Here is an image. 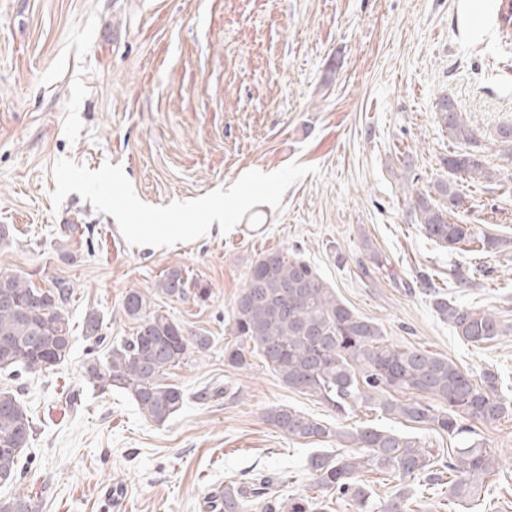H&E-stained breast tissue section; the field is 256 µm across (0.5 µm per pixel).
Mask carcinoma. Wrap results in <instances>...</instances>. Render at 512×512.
Masks as SVG:
<instances>
[{
  "mask_svg": "<svg viewBox=\"0 0 512 512\" xmlns=\"http://www.w3.org/2000/svg\"><path fill=\"white\" fill-rule=\"evenodd\" d=\"M437 112L456 149L442 159L450 178L414 190L411 211L427 237L448 246L461 241L479 244L477 252L498 254L512 242L478 235L472 224H456L448 216L464 208L468 195L461 181L491 184L500 170L488 165L479 144V129L443 96ZM503 155L512 159V125L495 130ZM433 298L436 314L456 335L474 346L512 333V325L487 310L458 305L421 279ZM74 289L64 277L41 287L25 275L0 271V372L18 375L47 373L67 360L73 347L68 307ZM171 301L204 303L211 288L179 266L163 271L155 287L131 290L121 304L135 332L112 343L106 357L96 355L104 343V316L86 312L82 332L91 343L83 377L100 390L130 396L142 416L163 424L184 403L183 390L167 382V371L203 354L207 336H188L184 327L153 307L151 295ZM230 331L237 342L224 347L233 368L248 366L247 355H258L288 388L319 400L340 421L365 407L393 419L426 423L450 436L471 432L469 421L494 424L512 413V399L503 394L498 373L491 369L474 377L445 356L417 348L399 349L384 342L382 327L355 313L297 251H267L249 266L231 314ZM266 421L293 439L329 438L346 447L318 452L308 459L317 493L282 498L277 477L269 472L246 473L224 484V502L207 501L210 512H326L338 498L353 512H408V496L399 492L384 501L359 480L364 470L392 480L418 476L435 485L448 472V496L478 500L485 479L496 473V458L482 442L464 441L448 455L435 456L416 441L391 429L331 426L287 405L265 410ZM33 416L18 391L0 388V476L16 488L5 503L11 512H37L24 491L20 459L33 440Z\"/></svg>",
  "mask_w": 512,
  "mask_h": 512,
  "instance_id": "obj_1",
  "label": "carcinoma"
}]
</instances>
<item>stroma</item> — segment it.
Listing matches in <instances>:
<instances>
[{
	"label": "stroma",
	"mask_w": 512,
	"mask_h": 512,
	"mask_svg": "<svg viewBox=\"0 0 512 512\" xmlns=\"http://www.w3.org/2000/svg\"><path fill=\"white\" fill-rule=\"evenodd\" d=\"M493 5L483 0L477 13L472 0H0V224L13 229L0 242V270L41 286L69 279L73 329L94 308L110 339L133 332L120 309L126 292L153 287L170 266L212 291L203 304L159 301L186 334L212 344L171 370L187 402L164 424L128 397L86 386L81 339L48 374L11 377L36 415L22 463L39 512H203L212 486L254 468L283 475L281 495L313 494L314 442L288 439L264 412L287 405L331 424L335 415L285 387L259 357L242 370L224 360L234 299L267 250L300 251L353 311L382 326L386 342L512 382V335L464 345L416 278L429 273L460 304L511 325L512 252L488 256L484 275L459 283L455 269L475 263L469 245L427 239L398 178L401 151L428 181L444 176L451 141L435 104L449 96L504 176L496 188L470 189L471 207L452 220L512 240V160L494 137L512 124V42H503ZM62 158L91 170L121 165L152 206L293 161L321 173L290 187L281 209L260 204L228 233L157 248L129 245L114 217L78 193L54 204ZM64 224L80 227L65 260L56 247ZM372 249L386 263L367 274ZM66 389L78 392L79 408L66 406ZM341 421L397 430L435 454L462 444L363 408ZM474 428L500 462L481 512H512V417ZM404 488L410 512H463L423 480Z\"/></svg>",
	"instance_id": "obj_1"
}]
</instances>
